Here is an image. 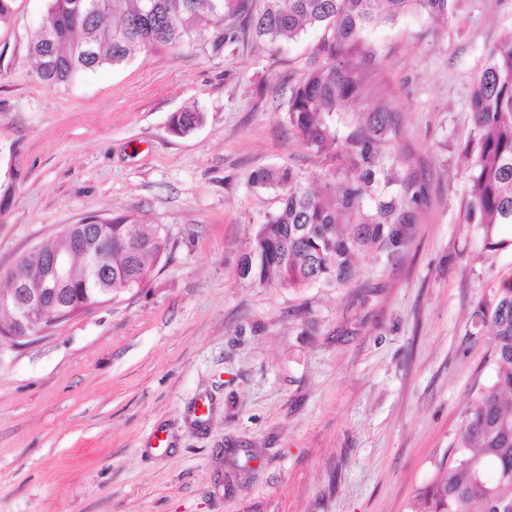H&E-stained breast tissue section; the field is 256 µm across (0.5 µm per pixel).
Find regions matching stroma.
Returning <instances> with one entry per match:
<instances>
[{
	"label": "stroma",
	"mask_w": 512,
	"mask_h": 512,
	"mask_svg": "<svg viewBox=\"0 0 512 512\" xmlns=\"http://www.w3.org/2000/svg\"><path fill=\"white\" fill-rule=\"evenodd\" d=\"M47 7L14 0L0 24V274L64 226L123 212L147 214L168 251L144 287L0 344V512H409L492 381L471 315L512 278V225L489 251L465 222L463 148L512 0L406 15L353 48L376 62L362 102L394 114L378 188L412 222L348 285L300 291L238 269L280 206L255 172L331 177L281 108L318 33L242 34L215 54L205 29L51 88L29 54ZM194 108L204 123L173 134Z\"/></svg>",
	"instance_id": "1"
}]
</instances>
